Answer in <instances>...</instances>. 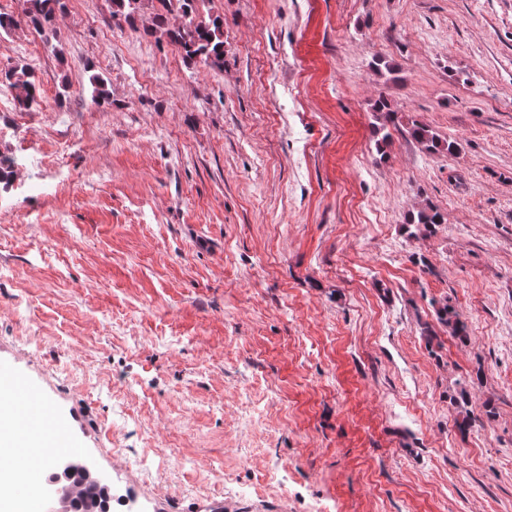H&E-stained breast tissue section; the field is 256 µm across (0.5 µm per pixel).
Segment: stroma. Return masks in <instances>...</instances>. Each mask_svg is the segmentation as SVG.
<instances>
[{
	"mask_svg": "<svg viewBox=\"0 0 512 512\" xmlns=\"http://www.w3.org/2000/svg\"><path fill=\"white\" fill-rule=\"evenodd\" d=\"M65 3L0 45V362L111 512H512V0H212L220 70ZM380 94L459 152L378 158ZM4 79L14 92L15 107L22 112H35L39 107L40 82L33 69L13 66L4 71ZM442 224H446L445 214L431 203H425L410 211L403 225L409 237L419 238L435 233ZM435 317L439 324L448 329L451 336L460 341L468 340V332L466 324L461 320L459 314L453 307L448 305V301L434 303Z\"/></svg>",
	"mask_w": 512,
	"mask_h": 512,
	"instance_id": "stroma-1",
	"label": "stroma"
}]
</instances>
